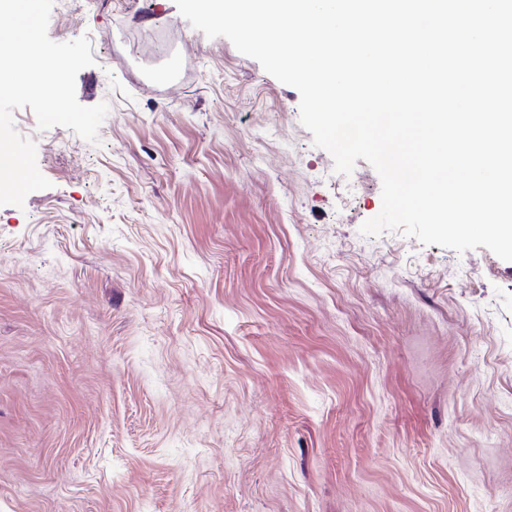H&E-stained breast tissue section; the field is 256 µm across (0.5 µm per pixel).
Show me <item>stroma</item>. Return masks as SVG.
<instances>
[{"label": "stroma", "instance_id": "obj_1", "mask_svg": "<svg viewBox=\"0 0 512 512\" xmlns=\"http://www.w3.org/2000/svg\"><path fill=\"white\" fill-rule=\"evenodd\" d=\"M91 144L0 206V512H512V262L360 227L296 89L175 0H71Z\"/></svg>", "mask_w": 512, "mask_h": 512}]
</instances>
